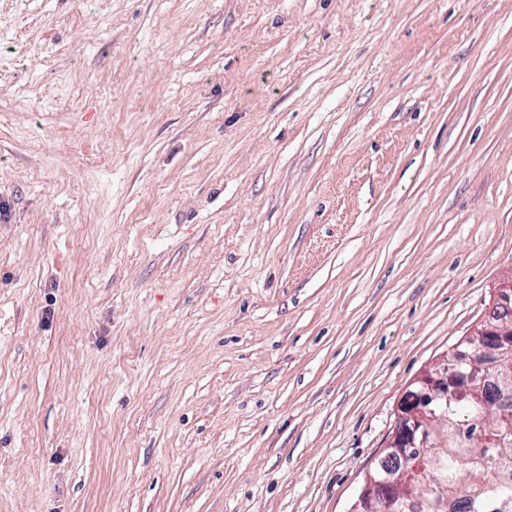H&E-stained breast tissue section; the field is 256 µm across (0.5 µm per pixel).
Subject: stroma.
<instances>
[{
	"label": "stroma",
	"instance_id": "stroma-1",
	"mask_svg": "<svg viewBox=\"0 0 512 512\" xmlns=\"http://www.w3.org/2000/svg\"><path fill=\"white\" fill-rule=\"evenodd\" d=\"M0 512H349L512 271V0H0Z\"/></svg>",
	"mask_w": 512,
	"mask_h": 512
}]
</instances>
